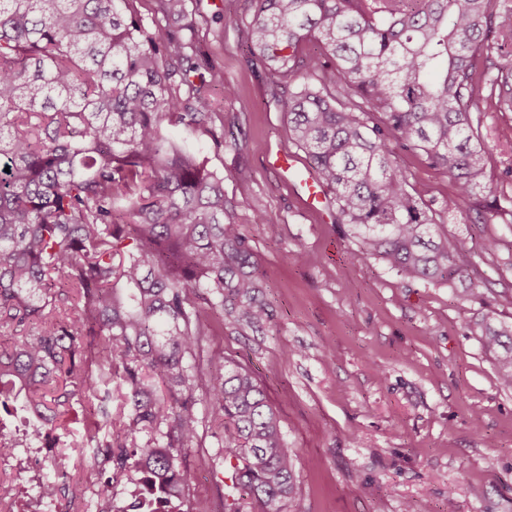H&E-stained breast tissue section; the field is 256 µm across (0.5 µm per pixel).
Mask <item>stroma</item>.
I'll return each instance as SVG.
<instances>
[{
	"mask_svg": "<svg viewBox=\"0 0 512 512\" xmlns=\"http://www.w3.org/2000/svg\"><path fill=\"white\" fill-rule=\"evenodd\" d=\"M156 0H134L145 22L191 38L210 111L224 115V147L181 126L168 134L224 179L231 214L251 239L263 273L261 298L273 315L254 329L225 325L207 337L215 364L246 367L281 419L297 484L284 512H512V387L472 333L488 312L512 325V214L483 220L489 197L512 196V112H488L482 136L491 154L490 192L460 214L453 179L421 151L398 160L418 196L449 234L467 238L476 269L471 295L442 283L403 282L362 257L334 218L308 212L298 189L268 167L269 147L292 149L288 120L273 97L266 65L246 50L251 0H186L182 17H158ZM232 95H225V87ZM264 213L278 227L253 221ZM497 239L495 254L483 244ZM201 443L182 459L189 512H223L222 449L211 410L195 405ZM67 415L66 490L59 512H96L101 479ZM37 489L17 467L0 466L9 512H32Z\"/></svg>",
	"mask_w": 512,
	"mask_h": 512,
	"instance_id": "stroma-1",
	"label": "stroma"
}]
</instances>
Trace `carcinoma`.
Wrapping results in <instances>:
<instances>
[{
    "instance_id": "obj_1",
    "label": "carcinoma",
    "mask_w": 512,
    "mask_h": 512,
    "mask_svg": "<svg viewBox=\"0 0 512 512\" xmlns=\"http://www.w3.org/2000/svg\"><path fill=\"white\" fill-rule=\"evenodd\" d=\"M130 0H0V456L52 448L76 402L98 410L85 436L103 478L97 512H185L182 450L198 439L203 400L231 461L224 512L250 499L283 512L296 489L280 418L251 372L201 362V304L252 325L262 279L232 221L224 178L162 125L224 145L191 44L147 27ZM251 58L271 66L293 140L333 195L336 223L364 256L403 280L470 277L467 239L417 197L394 146L420 150L473 203L489 155L476 94L512 112V0H253ZM320 52L300 56L306 42ZM320 73V85L296 83ZM72 303L77 316L58 313ZM480 341L512 387V325L486 317ZM167 386L158 394L145 373ZM128 412L112 431V385ZM201 395H196V389ZM31 434H7L17 410ZM139 491L122 507L109 488L126 472ZM57 470L47 498L60 492Z\"/></svg>"
}]
</instances>
